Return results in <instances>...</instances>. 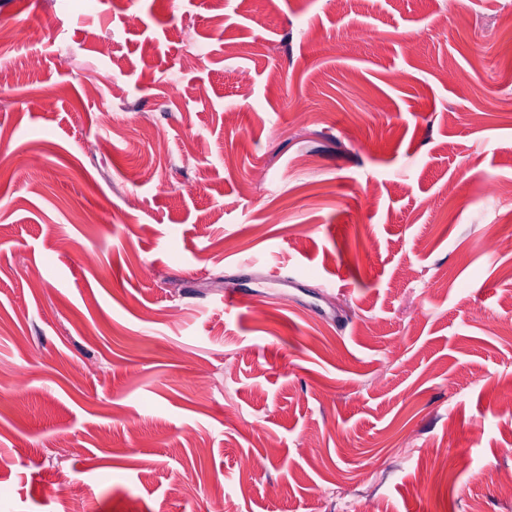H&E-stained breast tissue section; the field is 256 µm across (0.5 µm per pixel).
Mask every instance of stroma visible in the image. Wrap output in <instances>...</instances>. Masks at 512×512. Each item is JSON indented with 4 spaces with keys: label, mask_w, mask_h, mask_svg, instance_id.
Segmentation results:
<instances>
[{
    "label": "stroma",
    "mask_w": 512,
    "mask_h": 512,
    "mask_svg": "<svg viewBox=\"0 0 512 512\" xmlns=\"http://www.w3.org/2000/svg\"><path fill=\"white\" fill-rule=\"evenodd\" d=\"M511 3L0 0V512H512ZM58 493L64 506L63 512H85L84 496L81 485L67 478L60 477L57 483Z\"/></svg>",
    "instance_id": "1"
}]
</instances>
